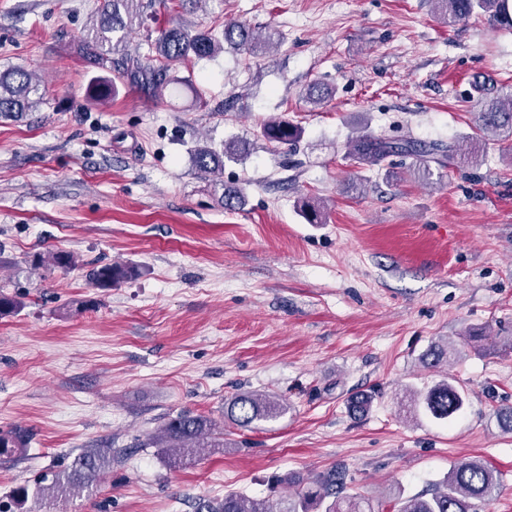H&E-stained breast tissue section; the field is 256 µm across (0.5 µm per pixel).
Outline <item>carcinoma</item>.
I'll use <instances>...</instances> for the list:
<instances>
[{
    "instance_id": "cac0c4a2",
    "label": "carcinoma",
    "mask_w": 512,
    "mask_h": 512,
    "mask_svg": "<svg viewBox=\"0 0 512 512\" xmlns=\"http://www.w3.org/2000/svg\"><path fill=\"white\" fill-rule=\"evenodd\" d=\"M436 4L438 15L444 23L451 24L473 16L484 15L497 28L512 31V0H430ZM142 0H104L98 13V21L92 32L82 40L83 58L93 66L109 72L107 76H95L88 85L89 97L104 100L119 92V83L129 81L148 95L183 90L195 94L196 101L203 103V92L197 89L190 77L176 75V70L190 58L204 59L224 51V45L257 54L269 46L276 32L269 30L258 35L248 25L229 23L221 35L201 28L188 29L173 24L159 31V35L147 43L148 54L138 60L125 53L128 35L141 26ZM39 85L31 73L15 68L0 73V116L19 117L31 111L42 100L38 96ZM332 96V90L324 82L311 84L304 93L306 102L319 106ZM475 128L480 135L504 133L512 136V95L493 100L481 99L474 106ZM303 129L285 116L274 117L263 123L261 138L274 148L292 147L300 142ZM479 142L468 147L452 141L422 144L412 139L391 141L372 135H362L350 144L349 156L362 166H378L386 158L400 154L415 159L414 169L430 171V164L443 165L447 160L460 158L468 163L478 158ZM249 145L242 141L223 140L218 144L200 143L190 150L193 167L202 174L224 171V163L239 162L248 156ZM219 201L227 209L236 208L244 197L243 189L234 184H220ZM34 264L42 267L71 268L76 264L73 253L48 251L34 257ZM133 275V268L105 264L90 270L89 280L98 288H110L113 284ZM18 297L0 293V317H6L21 309ZM461 351L455 345L443 342L430 346L421 356L427 368H437L450 358H458ZM409 413L424 410L437 420L448 421L458 415L466 403L462 387L445 377L425 393H412L407 399ZM286 411L284 405L269 394L243 392L224 403V417L239 427H252L261 422L274 420ZM23 433H0V457H13L24 448ZM155 447L162 449L168 463L175 466L193 458L200 448L224 447L223 434L215 431L210 421L202 415L180 412L168 417L153 438ZM123 449L89 448L76 455L67 468L55 474L48 486L34 491L22 487L15 490L16 510L0 504V512H62L70 498L88 490L100 475L112 465V458L121 457ZM495 471L480 460L469 459L453 466L442 486L432 492L413 496L398 495L395 512H479L487 506L499 487ZM343 477L331 470L308 482L305 490L293 497H285L274 508L266 498L244 494H226L221 500L200 498L194 512H371L370 504L353 495H345ZM331 502H326V499Z\"/></svg>"
}]
</instances>
